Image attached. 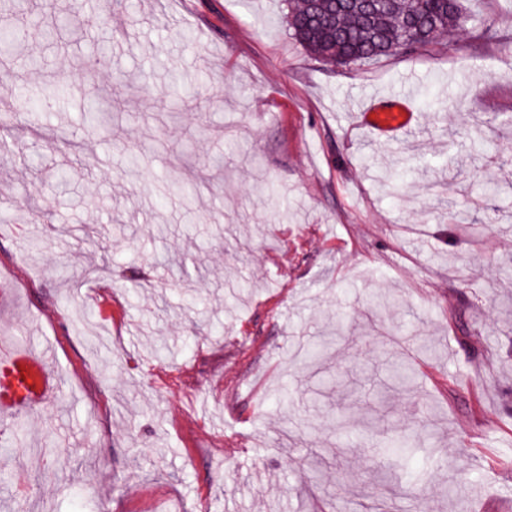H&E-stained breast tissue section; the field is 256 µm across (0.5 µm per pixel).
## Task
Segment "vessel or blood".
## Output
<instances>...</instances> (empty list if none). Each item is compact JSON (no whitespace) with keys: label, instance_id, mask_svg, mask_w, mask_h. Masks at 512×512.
Listing matches in <instances>:
<instances>
[{"label":"vessel or blood","instance_id":"b4317fda","mask_svg":"<svg viewBox=\"0 0 512 512\" xmlns=\"http://www.w3.org/2000/svg\"><path fill=\"white\" fill-rule=\"evenodd\" d=\"M413 91L391 94L387 105L371 104L357 114V122L377 138L413 136L421 120L412 109ZM31 376L30 384H22L21 373ZM59 380L51 368L47 352L28 346L0 345V417L21 416L39 409L54 399Z\"/></svg>","mask_w":512,"mask_h":512}]
</instances>
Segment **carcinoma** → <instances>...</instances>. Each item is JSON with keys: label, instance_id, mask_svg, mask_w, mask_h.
Segmentation results:
<instances>
[{"label": "carcinoma", "instance_id": "cac0c4a2", "mask_svg": "<svg viewBox=\"0 0 512 512\" xmlns=\"http://www.w3.org/2000/svg\"><path fill=\"white\" fill-rule=\"evenodd\" d=\"M286 24L293 38L314 59L340 65H368L404 47L425 50L450 33H467L462 0H286ZM20 43L17 30L0 26V61L11 62ZM98 98H87L84 121L103 125ZM344 314H336V334L302 349L303 365L315 364L343 339ZM410 369L399 362L386 367V389L406 388Z\"/></svg>", "mask_w": 512, "mask_h": 512}]
</instances>
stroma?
Masks as SVG:
<instances>
[{
	"label": "stroma",
	"instance_id": "35a3bbf8",
	"mask_svg": "<svg viewBox=\"0 0 512 512\" xmlns=\"http://www.w3.org/2000/svg\"><path fill=\"white\" fill-rule=\"evenodd\" d=\"M463 7L442 47L336 66L284 0H29L71 24L25 37L41 77L0 78L7 112L90 87L112 122L76 94L0 131V337L60 379L0 458V512H332L385 484L396 512H512V0ZM408 84L436 95L416 136L355 126ZM340 311L342 344L298 364ZM395 359L414 382L381 415ZM412 431L431 442L373 456Z\"/></svg>",
	"mask_w": 512,
	"mask_h": 512
}]
</instances>
